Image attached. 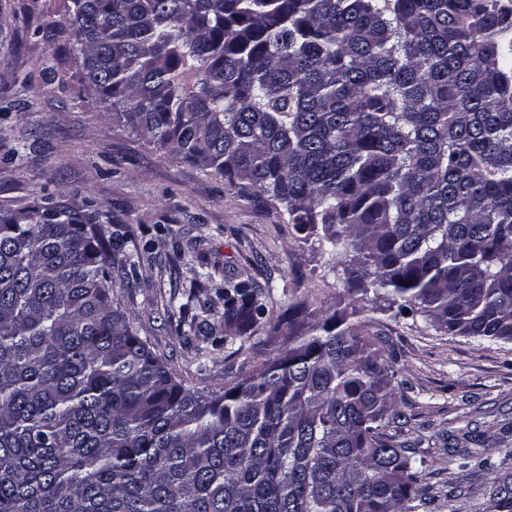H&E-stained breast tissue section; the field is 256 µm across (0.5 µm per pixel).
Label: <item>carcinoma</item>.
<instances>
[{
	"instance_id": "cac0c4a2",
	"label": "carcinoma",
	"mask_w": 512,
	"mask_h": 512,
	"mask_svg": "<svg viewBox=\"0 0 512 512\" xmlns=\"http://www.w3.org/2000/svg\"><path fill=\"white\" fill-rule=\"evenodd\" d=\"M68 11L99 111L281 206L387 308L512 343V0ZM111 223L0 207V512H404L422 476L380 334L337 310L304 329L297 303L283 352L195 392L114 303ZM223 296L259 323L250 281Z\"/></svg>"
}]
</instances>
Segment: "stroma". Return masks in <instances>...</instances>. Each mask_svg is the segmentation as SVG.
Wrapping results in <instances>:
<instances>
[{
	"label": "stroma",
	"instance_id": "35a3bbf8",
	"mask_svg": "<svg viewBox=\"0 0 512 512\" xmlns=\"http://www.w3.org/2000/svg\"><path fill=\"white\" fill-rule=\"evenodd\" d=\"M69 4L0 0V206L51 193L110 208L117 300L138 336L202 393L284 348L265 325L243 333L225 323V281H251L273 318L303 300L311 320L337 309L369 323L387 338L382 353L409 418L397 440L421 460L429 489L410 512H499L494 479L512 474V344L451 336L385 309L380 291L352 289L282 207L246 198L99 112L68 31H39L45 15L66 20ZM476 438L480 456L465 458Z\"/></svg>",
	"mask_w": 512,
	"mask_h": 512
}]
</instances>
